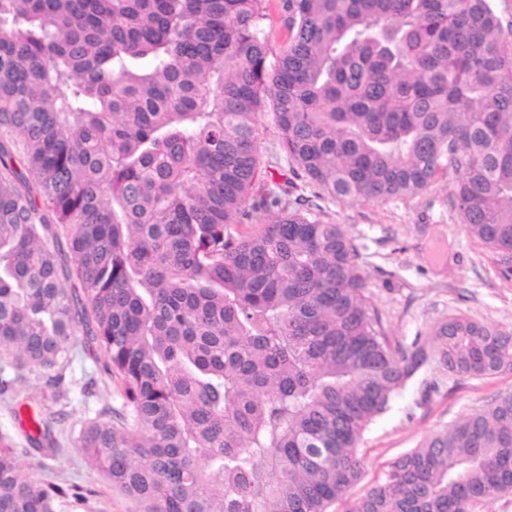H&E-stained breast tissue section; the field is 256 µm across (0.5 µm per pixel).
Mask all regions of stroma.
Returning <instances> with one entry per match:
<instances>
[{"instance_id": "stroma-1", "label": "stroma", "mask_w": 512, "mask_h": 512, "mask_svg": "<svg viewBox=\"0 0 512 512\" xmlns=\"http://www.w3.org/2000/svg\"><path fill=\"white\" fill-rule=\"evenodd\" d=\"M258 145L261 172L254 196L272 190L284 202L343 225L359 248L358 263L393 342L407 347L415 339H430L438 323L459 312L512 331V282L500 278L490 255L467 235L453 208L450 192L457 173L447 171L425 190L386 202L320 199L303 180L293 178L270 115L259 121ZM63 374L69 386L66 399L46 401V370L15 368L12 357L0 353V375L11 381L9 390L0 393V444L13 448L27 479L63 488L55 512H137L136 504L112 489L74 446L81 429L101 409L120 404L104 353L89 342L85 327L77 329ZM91 377L96 385L87 395L81 387ZM506 390L512 391L509 371L483 379L449 374L433 361L423 365L364 433L359 453L365 472L356 493L379 480L389 463L430 431ZM34 410L52 426L56 453L39 450L30 440Z\"/></svg>"}]
</instances>
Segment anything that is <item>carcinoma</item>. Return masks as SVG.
I'll use <instances>...</instances> for the list:
<instances>
[{"mask_svg":"<svg viewBox=\"0 0 512 512\" xmlns=\"http://www.w3.org/2000/svg\"><path fill=\"white\" fill-rule=\"evenodd\" d=\"M282 4L275 54L265 0H0V347L52 369L88 328L121 405L78 447L139 512H474L512 494V391L354 496L358 447L431 356L512 371V332L456 313L394 344L342 225L247 203L268 100L319 199L459 173L467 234L512 281V24L495 0ZM59 493L0 448V512Z\"/></svg>","mask_w":512,"mask_h":512,"instance_id":"carcinoma-1","label":"carcinoma"}]
</instances>
